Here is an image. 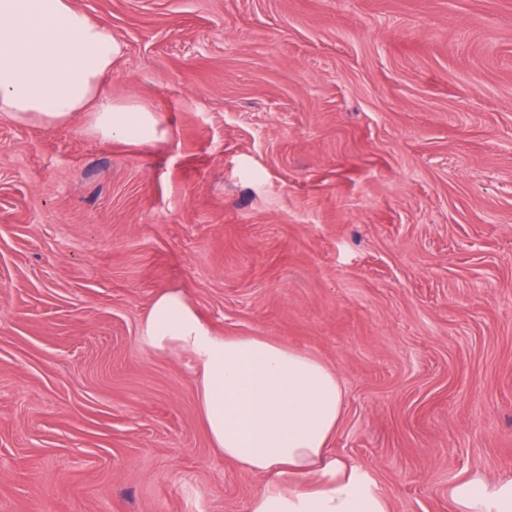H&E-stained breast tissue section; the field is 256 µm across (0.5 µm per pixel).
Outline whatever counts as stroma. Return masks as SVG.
Here are the masks:
<instances>
[{"mask_svg":"<svg viewBox=\"0 0 512 512\" xmlns=\"http://www.w3.org/2000/svg\"><path fill=\"white\" fill-rule=\"evenodd\" d=\"M73 4L159 136L0 117V512H247L161 290L334 369L391 512L512 476V0Z\"/></svg>","mask_w":512,"mask_h":512,"instance_id":"35a3bbf8","label":"stroma"}]
</instances>
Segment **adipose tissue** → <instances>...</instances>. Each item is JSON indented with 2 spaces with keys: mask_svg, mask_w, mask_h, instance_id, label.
<instances>
[{
  "mask_svg": "<svg viewBox=\"0 0 512 512\" xmlns=\"http://www.w3.org/2000/svg\"><path fill=\"white\" fill-rule=\"evenodd\" d=\"M122 52L111 29L72 0H0V116L54 126L88 112L102 138L153 141L151 112L103 97ZM141 339L155 351L194 355L212 448L265 478L249 512H391L364 470L329 452L343 389L326 363L262 336L215 335L171 290L156 293ZM448 496L456 512H512V477L467 476Z\"/></svg>",
  "mask_w": 512,
  "mask_h": 512,
  "instance_id": "adipose-tissue-1",
  "label": "adipose tissue"
}]
</instances>
